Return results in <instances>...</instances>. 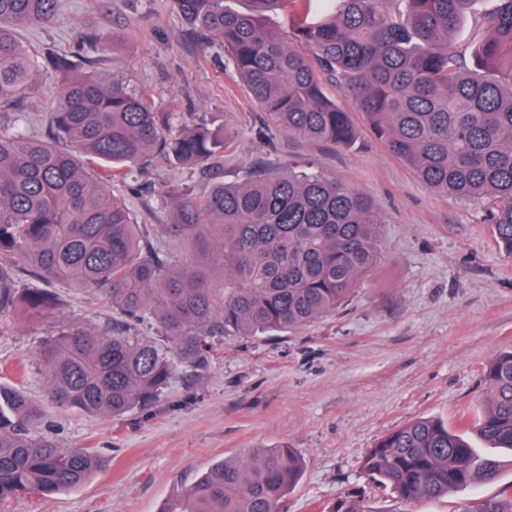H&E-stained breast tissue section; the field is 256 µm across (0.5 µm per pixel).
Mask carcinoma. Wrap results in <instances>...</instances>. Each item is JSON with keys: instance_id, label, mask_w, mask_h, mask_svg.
Here are the masks:
<instances>
[{"instance_id": "carcinoma-1", "label": "carcinoma", "mask_w": 512, "mask_h": 512, "mask_svg": "<svg viewBox=\"0 0 512 512\" xmlns=\"http://www.w3.org/2000/svg\"><path fill=\"white\" fill-rule=\"evenodd\" d=\"M174 2L196 32L224 45L263 126L355 144L349 114L325 95L317 71L334 77L428 189L481 207L512 257V0H495L482 15L478 0H253L249 13L228 0ZM286 4L295 6L292 39L309 57L265 26V14ZM58 10V0H0V115L26 108L37 72L64 81L45 136L0 126V317L19 309L52 317L59 283L108 298L112 322L62 325L41 339L37 356L57 407L115 418L152 408L182 372L203 375L226 335L297 329L336 311L377 262L384 220L355 188L311 166L255 167L200 199L173 183L167 194L179 200L178 216L163 228L189 255L171 269L143 245L115 183L153 158L203 167L229 142L154 111L121 79L78 73L71 54L49 48L32 57L16 29L46 26ZM469 18L478 37L459 48L453 35ZM81 154L102 169L87 172ZM22 277L31 282L23 290ZM483 380L488 406L477 434L512 451V352L490 359ZM39 418L25 391L0 383V506L24 492L75 489L97 467L90 449L33 434ZM501 468L498 456L434 418L392 431L361 465L406 501L492 482ZM302 470L286 445L250 448L212 464L164 512H281ZM331 512L368 510L347 496ZM474 512H512V491Z\"/></svg>"}]
</instances>
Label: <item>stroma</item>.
I'll return each instance as SVG.
<instances>
[{"label": "stroma", "mask_w": 512, "mask_h": 512, "mask_svg": "<svg viewBox=\"0 0 512 512\" xmlns=\"http://www.w3.org/2000/svg\"><path fill=\"white\" fill-rule=\"evenodd\" d=\"M30 50L52 47L144 91L157 111L223 130L220 168L186 171L157 160L115 192L150 229L172 223L171 182L195 197L248 169L311 163L354 186L384 218L380 258L335 312L304 327L225 337L199 379L179 378L153 408L112 419L52 404L36 351L42 336L80 321L100 326L112 310L93 290L59 285L62 304L45 321L0 318V383L24 387L41 411L37 433L64 448H92L102 469L79 488L46 498L22 493L0 512H165L214 462L256 446L287 445L304 461L284 512H327L363 494L372 512H469L512 485L499 479L415 502L369 482L363 458L387 434L422 417L471 432L487 404L483 370L512 351V258L497 247L477 206L430 191L377 138L352 98L328 75L327 96L349 112L354 146L261 138L259 109L220 43L203 46L172 0H60L57 23L17 33ZM61 80L40 74L24 112L5 123L44 134Z\"/></svg>", "instance_id": "1"}]
</instances>
